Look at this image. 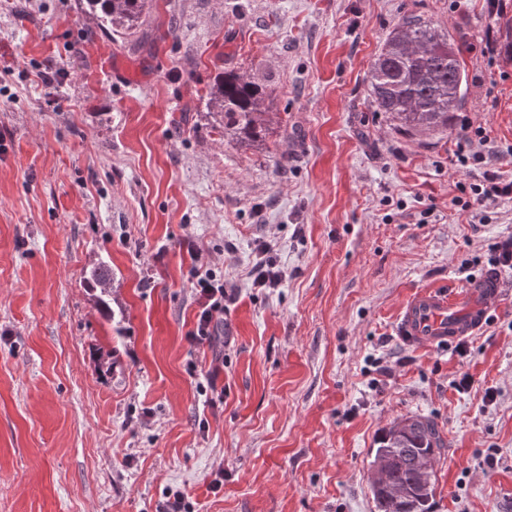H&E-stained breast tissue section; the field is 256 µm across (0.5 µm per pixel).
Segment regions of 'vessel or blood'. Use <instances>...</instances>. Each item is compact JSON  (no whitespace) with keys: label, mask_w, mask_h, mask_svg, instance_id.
<instances>
[{"label":"vessel or blood","mask_w":512,"mask_h":512,"mask_svg":"<svg viewBox=\"0 0 512 512\" xmlns=\"http://www.w3.org/2000/svg\"><path fill=\"white\" fill-rule=\"evenodd\" d=\"M503 276L492 271L455 292L424 290L415 294L400 316V334L419 346H449L476 335L501 297Z\"/></svg>","instance_id":"vessel-or-blood-1"}]
</instances>
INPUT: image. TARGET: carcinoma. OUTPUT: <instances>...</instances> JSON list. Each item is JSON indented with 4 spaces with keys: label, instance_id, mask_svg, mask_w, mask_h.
<instances>
[{
    "label": "carcinoma",
    "instance_id": "cac0c4a2",
    "mask_svg": "<svg viewBox=\"0 0 512 512\" xmlns=\"http://www.w3.org/2000/svg\"><path fill=\"white\" fill-rule=\"evenodd\" d=\"M148 0H85L89 13L110 28L138 26ZM462 49L450 32L418 16L402 19L389 33L367 74L368 99L400 127L444 132L448 115L465 99ZM208 105L222 118L224 136L259 141L266 135L264 88L232 72L210 87ZM445 442L429 417L397 420L372 449L370 467H384L385 480L371 484L378 512H430L435 466Z\"/></svg>",
    "mask_w": 512,
    "mask_h": 512
}]
</instances>
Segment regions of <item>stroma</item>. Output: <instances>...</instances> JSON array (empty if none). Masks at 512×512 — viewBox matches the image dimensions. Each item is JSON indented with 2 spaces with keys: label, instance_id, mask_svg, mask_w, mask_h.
<instances>
[{
  "label": "stroma",
  "instance_id": "1",
  "mask_svg": "<svg viewBox=\"0 0 512 512\" xmlns=\"http://www.w3.org/2000/svg\"><path fill=\"white\" fill-rule=\"evenodd\" d=\"M411 14L465 50L444 133L367 98ZM507 21L486 0H153L108 35L78 0H0V512H172L178 492L197 512H378L375 441L419 415L447 444L431 512H512V271L466 353L398 334L411 296L463 288L512 236V201L448 207L483 172L455 163L460 119L512 180V61L481 56ZM229 71L270 91L264 141L207 113ZM265 236L275 289L246 276ZM188 238L238 286L231 340L186 339ZM101 264L112 279L89 289Z\"/></svg>",
  "mask_w": 512,
  "mask_h": 512
}]
</instances>
